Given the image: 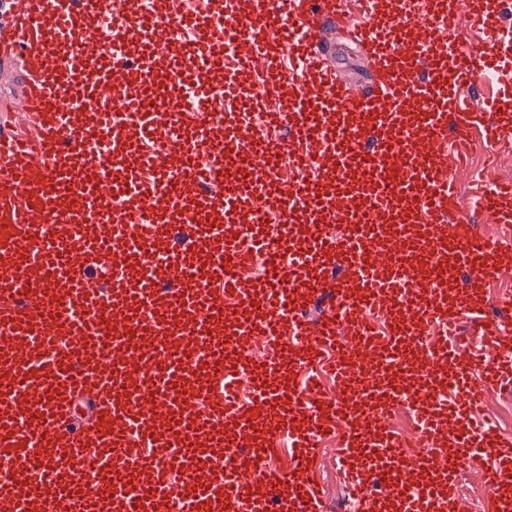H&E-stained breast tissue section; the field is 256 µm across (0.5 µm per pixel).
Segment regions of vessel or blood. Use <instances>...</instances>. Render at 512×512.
Here are the masks:
<instances>
[{
    "label": "vessel or blood",
    "mask_w": 512,
    "mask_h": 512,
    "mask_svg": "<svg viewBox=\"0 0 512 512\" xmlns=\"http://www.w3.org/2000/svg\"><path fill=\"white\" fill-rule=\"evenodd\" d=\"M450 18L492 36L488 60ZM500 19L490 0H0L19 72L0 102V512H323L309 460L331 439L360 512H461L464 467L512 469L479 413L512 389V293L476 299L503 251L448 219L447 131L497 140L512 103ZM329 23L364 47L366 94L323 55ZM480 73L497 92L470 112ZM475 203L512 237V185L477 181ZM463 318L479 347L449 340ZM405 399L409 438L386 417Z\"/></svg>",
    "instance_id": "obj_1"
}]
</instances>
